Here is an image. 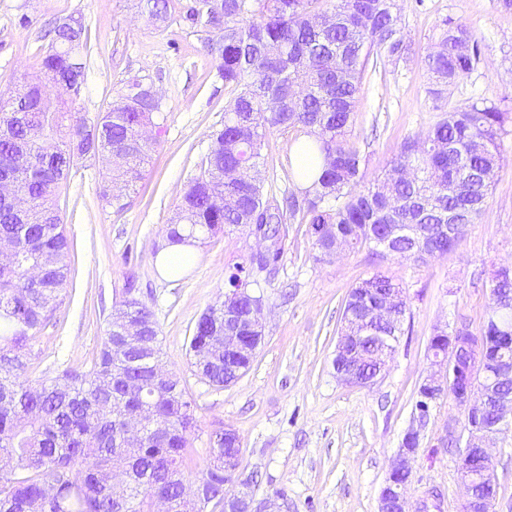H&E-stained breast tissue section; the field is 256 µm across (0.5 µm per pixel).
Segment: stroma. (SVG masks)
<instances>
[{
	"instance_id": "stroma-1",
	"label": "stroma",
	"mask_w": 512,
	"mask_h": 512,
	"mask_svg": "<svg viewBox=\"0 0 512 512\" xmlns=\"http://www.w3.org/2000/svg\"><path fill=\"white\" fill-rule=\"evenodd\" d=\"M189 3L175 0L169 22L158 28L141 15L136 0H0L1 96L23 77L41 76L49 23L79 14L89 33L90 66L76 111L89 117L104 111L123 82L137 76L160 97L166 116L124 209L98 198L109 175L105 158L75 166L59 201L71 271L38 334V359L25 379L87 371L113 304L134 286L158 325L163 369L181 377L198 405L187 482L196 480L207 458L210 430L224 425L240 436L242 467L258 479L256 498L283 492L282 512H378L392 459L413 421L417 388L430 370L435 330L462 318L480 328L489 311L492 271L512 266V134L501 141L503 165L482 218L456 248L426 262L375 258L364 249L324 259L307 225L285 221L281 258L272 273L259 275L256 287L264 300V342L242 378L211 389L191 371L193 327L223 301L229 275L255 241L245 230L228 228L199 244L197 261L180 275L166 276L156 263L167 244L166 224L223 126L230 96L202 34L186 18ZM447 18L466 24L481 46L478 64L446 92L449 105L484 97L512 113V9L500 0H404L401 35L412 51L397 61L382 58L385 75L364 79L354 114L351 139L368 177H384L403 139L427 132L439 117L427 92L424 59ZM297 137L293 130L267 136L265 175L281 193L298 188ZM378 271L406 291L404 333L373 384L348 386L333 368L346 296ZM462 416L452 397L433 404L412 462L410 503L438 487L445 493L440 512H457V454L441 440L449 418ZM490 451L497 479L493 512H512V428L496 437Z\"/></svg>"
}]
</instances>
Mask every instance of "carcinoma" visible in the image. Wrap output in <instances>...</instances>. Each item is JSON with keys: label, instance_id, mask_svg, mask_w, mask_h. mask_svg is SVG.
Returning a JSON list of instances; mask_svg holds the SVG:
<instances>
[{"label": "carcinoma", "instance_id": "1", "mask_svg": "<svg viewBox=\"0 0 512 512\" xmlns=\"http://www.w3.org/2000/svg\"><path fill=\"white\" fill-rule=\"evenodd\" d=\"M330 6H325V2ZM149 19L170 17V0H140ZM187 19L210 34L208 52L234 95L224 107V127L213 134L198 175L189 182L166 235L174 242L205 240L224 227L261 224L281 242L284 217L308 225L320 257L366 248L424 262L429 252L457 246L486 211L489 190L502 167L499 147L512 131L508 115L484 98L461 108L439 107L441 116L423 135L408 136L388 177L367 179L350 127L362 80L379 71L378 60L401 58L397 0H194ZM41 59L45 79H26L17 95L25 111L0 104V181L29 200L27 211L0 207V240L15 245V259L0 264V512H224L222 427L209 434V458L187 497L183 469L198 431L196 400L175 374L160 377L151 365L160 354L159 330L147 303L131 297L115 307L98 356L84 374L64 371L35 386L20 381L32 365L36 334L56 308L70 273V243L62 230L59 197L77 161L120 153L124 165L99 198L121 210L122 191L143 178L151 144L146 125L162 131L161 100L140 79H128L107 110L90 120L71 106L82 98L90 61L88 29L81 17L57 20ZM478 41L460 22L444 19L436 50L426 59L429 93L473 70ZM72 95L56 98L55 81ZM271 130H299L309 164L295 177L309 186L292 193L283 209L266 189L257 166ZM27 152L36 165L23 170L14 158ZM335 226L336 240L315 234ZM282 247L249 259L228 278L224 302L199 317L190 340L194 375L221 389L244 375L253 359L224 348V308L250 313L254 269L275 265ZM403 290L375 274L349 291L369 304ZM512 297V272L499 271L490 295ZM511 331L482 327L486 347L512 359V307L501 315ZM133 321L142 335L125 341L118 328ZM146 408L165 424L161 434L126 435V416Z\"/></svg>", "mask_w": 512, "mask_h": 512}]
</instances>
